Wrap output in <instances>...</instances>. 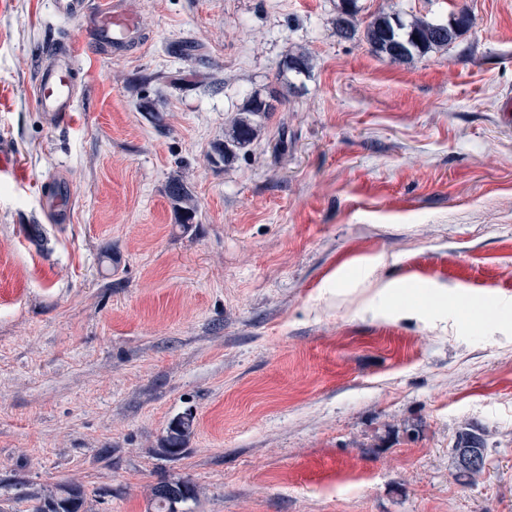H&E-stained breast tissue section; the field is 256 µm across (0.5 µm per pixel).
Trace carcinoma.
<instances>
[{
	"label": "carcinoma",
	"instance_id": "1",
	"mask_svg": "<svg viewBox=\"0 0 512 512\" xmlns=\"http://www.w3.org/2000/svg\"><path fill=\"white\" fill-rule=\"evenodd\" d=\"M358 12L357 0H339L336 5V35L351 40L357 34L355 16ZM472 20L466 10L451 14L446 23H433L419 18L406 19L398 13H380L364 29V39L371 51L395 62H411L415 56L445 47L457 35L468 29ZM312 69L310 55L301 50H290L282 61L281 73L307 75ZM274 106L264 100L253 98L243 111L247 115L236 119L224 142L215 146L220 159L225 153L249 145L257 136V126L250 116L258 112H271ZM167 195L179 211V223L184 229L192 227L196 208L191 189L180 179H174L167 186ZM193 431L192 414L179 417L169 425L165 451L172 459L179 458L186 447L187 438ZM455 448H477L485 458L483 439L473 431L458 434ZM197 491L187 481L161 482L152 489V512H176L175 505L194 500ZM84 504V491L76 484H61L56 491L37 499L35 512H80Z\"/></svg>",
	"mask_w": 512,
	"mask_h": 512
}]
</instances>
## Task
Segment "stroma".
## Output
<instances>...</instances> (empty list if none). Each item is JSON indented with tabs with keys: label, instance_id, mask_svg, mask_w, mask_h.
I'll return each mask as SVG.
<instances>
[{
	"label": "stroma",
	"instance_id": "stroma-1",
	"mask_svg": "<svg viewBox=\"0 0 512 512\" xmlns=\"http://www.w3.org/2000/svg\"><path fill=\"white\" fill-rule=\"evenodd\" d=\"M336 3L127 0L146 40L117 56L49 0L0 8V512L69 481L85 512H149L163 480L197 487L178 512H512V0H358L363 24L470 13L407 64L337 37ZM64 45L62 129L33 90ZM293 47L313 69L283 94ZM252 97L258 139L211 163ZM54 183L55 188L51 192L41 195L43 208L55 222H66L72 202L70 185L61 179H57ZM167 195L179 211V223L188 230L196 216V208L191 189L180 179H174L167 186ZM193 431L192 414H185L169 425L165 451L172 459L179 458L186 447L187 438ZM458 448H478L480 450V458L481 463L479 466L472 468V469H461V468H471L478 464L479 457L477 454L472 452H459L458 453V460H457V468L459 471L460 476H473L476 474H479L483 467H484V443L483 439L480 437L479 434L473 432V431H462L458 434L455 444V451L457 455ZM459 463V467L458 466Z\"/></svg>",
	"mask_w": 512,
	"mask_h": 512
}]
</instances>
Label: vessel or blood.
<instances>
[{
  "label": "vessel or blood",
  "instance_id": "vessel-or-blood-1",
  "mask_svg": "<svg viewBox=\"0 0 512 512\" xmlns=\"http://www.w3.org/2000/svg\"><path fill=\"white\" fill-rule=\"evenodd\" d=\"M56 15L85 20L86 32L99 47L121 54L139 45L140 27L125 8L124 0H99L91 14L78 10L74 0H54ZM80 64L75 50L55 54L42 66L34 90L35 104L49 123L66 126L76 109V79ZM43 208L52 220L67 221L72 193L69 184L56 180L52 191L42 194Z\"/></svg>",
  "mask_w": 512,
  "mask_h": 512
}]
</instances>
